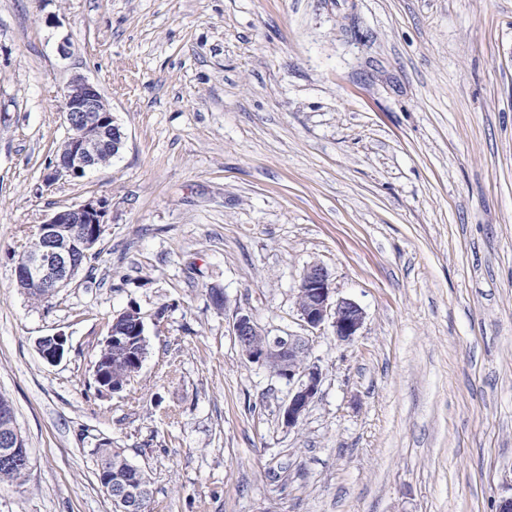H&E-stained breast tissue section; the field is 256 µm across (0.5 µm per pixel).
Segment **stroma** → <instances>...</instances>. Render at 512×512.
Wrapping results in <instances>:
<instances>
[{
    "instance_id": "35a3bbf8",
    "label": "stroma",
    "mask_w": 512,
    "mask_h": 512,
    "mask_svg": "<svg viewBox=\"0 0 512 512\" xmlns=\"http://www.w3.org/2000/svg\"><path fill=\"white\" fill-rule=\"evenodd\" d=\"M75 74L126 142L48 191ZM89 200L105 204L93 274L34 301L19 254ZM312 262L366 313L351 343L297 313ZM132 305L148 354L99 393L107 321ZM239 310L308 337L322 382L298 427L287 381L242 354ZM57 333L50 364L36 341ZM0 393L31 454L0 512H112L103 442L149 474L151 512H497L512 0H0ZM67 340L61 334L43 336L37 340V349L40 356L47 363H58L67 351Z\"/></svg>"
}]
</instances>
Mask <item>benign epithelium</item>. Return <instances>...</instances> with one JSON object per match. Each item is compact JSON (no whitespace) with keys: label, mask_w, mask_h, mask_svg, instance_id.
<instances>
[{"label":"benign epithelium","mask_w":512,"mask_h":512,"mask_svg":"<svg viewBox=\"0 0 512 512\" xmlns=\"http://www.w3.org/2000/svg\"><path fill=\"white\" fill-rule=\"evenodd\" d=\"M67 135L59 144L55 160L43 176L46 188L58 182L80 178L99 167L100 157L117 153L124 146L125 134L115 124L112 111L98 86L86 77L76 74L65 86L62 98ZM103 202L89 200L83 204L58 210L38 225L39 248L27 253L24 262L15 268L17 285L26 290L55 294L67 287L79 274L83 259L93 253L104 231ZM332 283L328 269L313 262L303 270L298 286L297 312L310 328L325 323L340 342H350L363 327L365 312L350 299H332ZM133 331L124 328L109 329L104 344L113 350L125 352L134 363L133 371L117 375L112 368L97 362L94 381L98 392L110 395L121 392L131 383L142 367L148 350L144 318L137 307L125 309ZM233 335L247 359L261 365L277 366L276 374L288 381L290 392L283 408V419L288 427L297 426L310 404L318 395L322 372L309 361L308 339L303 336H267L261 346L253 340L262 331L253 316L246 311L236 312ZM67 340L60 334L43 336L37 340L40 356L49 364L59 362ZM0 466L16 470L26 476L31 458L20 446L18 429L13 423L0 426ZM117 500L124 506L122 512H147L149 499L138 491L118 492Z\"/></svg>","instance_id":"benign-epithelium-1"}]
</instances>
